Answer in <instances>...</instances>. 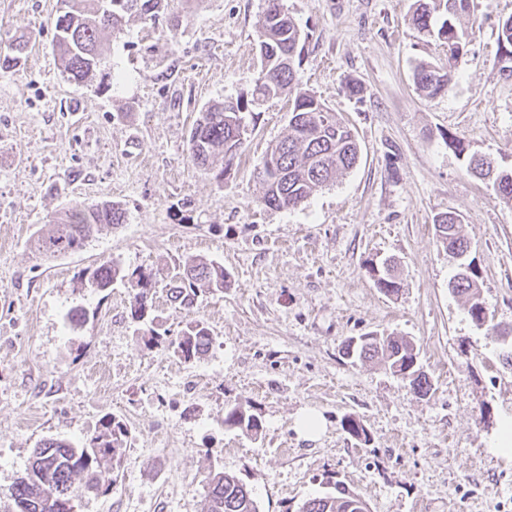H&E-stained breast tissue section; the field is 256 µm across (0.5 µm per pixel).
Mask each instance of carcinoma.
<instances>
[{
  "label": "carcinoma",
  "mask_w": 512,
  "mask_h": 512,
  "mask_svg": "<svg viewBox=\"0 0 512 512\" xmlns=\"http://www.w3.org/2000/svg\"><path fill=\"white\" fill-rule=\"evenodd\" d=\"M53 19V49L68 80L82 83L94 75L101 64L99 46L106 31H120L137 16L158 17L166 13L169 0H59ZM473 0H416L412 15L415 28L440 42L446 60L440 65L422 63L415 69L417 89L427 97L448 92L455 77V61L469 37L461 18L473 13ZM260 68L249 100L213 104L199 113L188 139L191 161L205 169L217 156L224 157L229 168L244 145L239 121L254 114L255 103L288 96L291 101L288 135L271 145L257 168L264 185L262 204L270 209L295 208L305 204L336 176L353 168L358 159V144L352 130L335 113L302 87L295 68L308 35L288 13L284 0H265V9L256 26ZM499 61L502 70L512 76V17L505 19L498 32ZM29 40L19 37L12 43L13 55L0 60V66H15ZM468 170L475 176L493 181L499 199L512 204V169L502 170L494 161L472 155ZM126 210L112 201L96 205H74L60 213L47 232L34 239L35 251L59 257L83 249L101 227L125 223ZM462 219L455 212H444L434 220L437 243L458 258L468 252L461 234ZM366 269L377 288L387 295L400 291L394 266L388 260L370 259ZM128 274L106 262L87 275V286L105 291ZM139 291L134 295L132 315L141 319L148 311V294L158 280L151 273L136 274ZM228 274L224 265L204 259L185 261L180 284L170 289V298L188 313L194 311L197 285L213 292L224 291ZM452 293L468 301V314L478 324L487 319L480 297L478 273L473 263L459 264L449 281ZM213 337L204 323L195 320L181 336L169 342L174 353L190 361L207 351ZM350 359L376 360L393 374L410 381L417 394L426 397L432 391L429 377L418 363L415 345L401 336L367 333L343 343ZM224 426L256 436L261 421L241 405L224 408ZM126 426L112 419L82 445L58 439H46L35 450L24 476L16 482L15 512H72L67 503L89 492H104L116 482L121 467L117 450L123 447ZM208 489L207 512H259L251 491L237 477L222 471L205 477ZM362 497L336 482L331 490L306 499L299 512H359L355 503Z\"/></svg>",
  "instance_id": "cac0c4a2"
}]
</instances>
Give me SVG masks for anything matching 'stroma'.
I'll use <instances>...</instances> for the list:
<instances>
[{"instance_id": "obj_1", "label": "stroma", "mask_w": 512, "mask_h": 512, "mask_svg": "<svg viewBox=\"0 0 512 512\" xmlns=\"http://www.w3.org/2000/svg\"><path fill=\"white\" fill-rule=\"evenodd\" d=\"M285 4L308 35L301 82L352 129L360 156L304 205L273 210L256 168L288 133L287 99L261 107L232 167L201 169L187 146L204 107L250 98L265 0H172L181 26L142 16L106 34L84 84L53 51L58 0H0V56L30 39L17 66L0 68V512H14L43 440L77 444L112 417L128 427L120 476L75 512H206L214 469L251 489L260 512H297L330 481L370 512L512 504V456L493 449L512 415L507 345L449 290L458 261L433 228L438 213L460 214L484 305L512 330V205L467 170L472 155L512 168V77L498 61L512 0H475L455 81L434 98L419 95L414 70L441 50L414 28V0ZM351 82L360 97L345 94ZM103 201L126 209L124 224L65 257L33 251L61 210ZM191 258L228 274L223 292L199 289L192 315L167 290ZM373 258L396 262L399 295L376 288ZM107 261L156 273L145 318L131 315L130 282L86 286L83 272ZM193 318L213 343L186 361L169 341ZM155 331L164 339L149 343ZM370 332L416 345L428 397L343 357L346 340ZM234 404L261 434L225 427ZM306 414L320 421L312 440ZM349 415L366 438L344 432Z\"/></svg>"}]
</instances>
